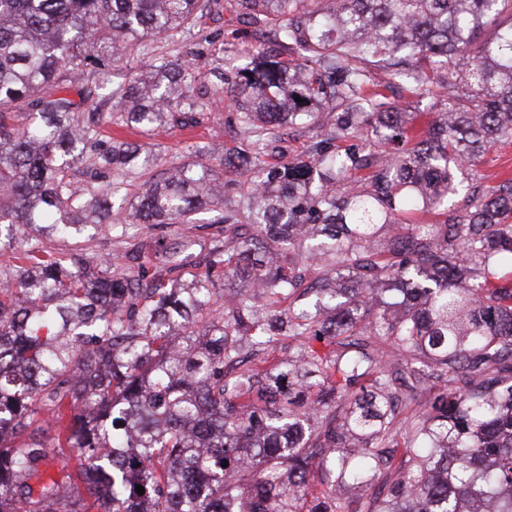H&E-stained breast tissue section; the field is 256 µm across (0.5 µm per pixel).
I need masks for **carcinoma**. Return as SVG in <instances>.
<instances>
[{"mask_svg":"<svg viewBox=\"0 0 512 512\" xmlns=\"http://www.w3.org/2000/svg\"><path fill=\"white\" fill-rule=\"evenodd\" d=\"M219 2L0 0V252L28 244L0 272V512H350L377 478L368 512H512V177L476 172L512 142V0H232L270 44L197 88L150 59L81 118L88 67ZM224 98L240 144L128 198L161 154L100 129ZM200 211L224 239L146 238L113 275L40 247Z\"/></svg>","mask_w":512,"mask_h":512,"instance_id":"obj_1","label":"carcinoma"}]
</instances>
